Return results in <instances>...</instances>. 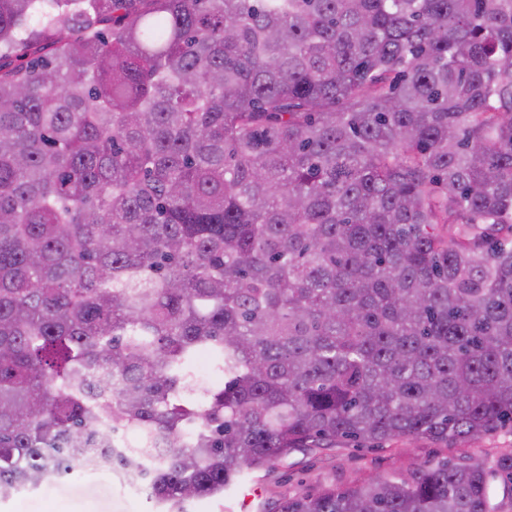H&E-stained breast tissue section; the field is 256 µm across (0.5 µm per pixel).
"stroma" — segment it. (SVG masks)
Wrapping results in <instances>:
<instances>
[{
  "instance_id": "obj_1",
  "label": "stroma",
  "mask_w": 512,
  "mask_h": 512,
  "mask_svg": "<svg viewBox=\"0 0 512 512\" xmlns=\"http://www.w3.org/2000/svg\"><path fill=\"white\" fill-rule=\"evenodd\" d=\"M512 449V428L456 447L425 438H405L395 443L360 448L350 442L321 451H296L271 470L246 476L238 488L219 499H201L187 512H276L282 494H302L329 484L351 485L368 476L390 477L427 461L458 460L469 455L483 463L488 473L492 501L499 512H512L496 471V457ZM252 507H244L245 495ZM0 512H161L147 495L132 494L126 474L118 469L64 477L38 489H23L0 498Z\"/></svg>"
}]
</instances>
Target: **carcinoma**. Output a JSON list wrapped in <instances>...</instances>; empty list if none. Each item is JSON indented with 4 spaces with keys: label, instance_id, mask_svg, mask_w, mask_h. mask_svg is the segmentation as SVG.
I'll list each match as a JSON object with an SVG mask.
<instances>
[{
    "label": "carcinoma",
    "instance_id": "1",
    "mask_svg": "<svg viewBox=\"0 0 512 512\" xmlns=\"http://www.w3.org/2000/svg\"><path fill=\"white\" fill-rule=\"evenodd\" d=\"M508 424L512 0H0V498ZM278 512L496 508L463 461Z\"/></svg>",
    "mask_w": 512,
    "mask_h": 512
}]
</instances>
